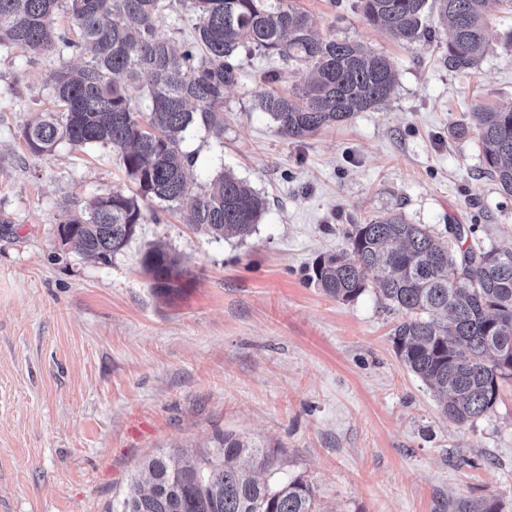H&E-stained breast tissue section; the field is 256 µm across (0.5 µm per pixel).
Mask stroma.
<instances>
[{
    "label": "stroma",
    "mask_w": 512,
    "mask_h": 512,
    "mask_svg": "<svg viewBox=\"0 0 512 512\" xmlns=\"http://www.w3.org/2000/svg\"><path fill=\"white\" fill-rule=\"evenodd\" d=\"M296 4L331 37L388 56L391 98L287 140L260 99L305 72L242 49L223 139L201 130L186 148L197 182L226 167L261 194L256 230L217 242L143 199L144 223L106 263L56 227L66 201L135 193L119 156L66 143L38 156L22 137L55 107L53 72L80 59L0 49V512H116L144 459L210 446L219 430L278 449L321 512H450L459 498L512 512V381L457 425L395 352L401 312L376 288L343 303L307 279L345 250L348 225L381 214L512 249V196L486 174L477 135L450 134L474 108L512 103V8L492 7L487 50L460 72L438 17L436 43L406 45L367 25L358 0ZM154 245L187 269L169 298L143 268Z\"/></svg>",
    "instance_id": "obj_1"
}]
</instances>
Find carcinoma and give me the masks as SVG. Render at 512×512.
Wrapping results in <instances>:
<instances>
[{
	"mask_svg": "<svg viewBox=\"0 0 512 512\" xmlns=\"http://www.w3.org/2000/svg\"><path fill=\"white\" fill-rule=\"evenodd\" d=\"M194 15L192 40L177 47L159 32L163 0H0V47L49 55L73 48L83 65L53 73L57 110L29 123L23 138L33 154L66 142L109 146L120 155L136 195L114 190L81 207L63 209L62 237L79 254L108 261L143 223L137 198L165 211L189 206L187 223L216 241L251 233L265 202L248 183L222 171L204 185L192 176L195 155L183 149L202 126L224 138V90L237 81V52L254 47L308 69L303 84L269 92L260 105L285 139L311 136L383 104L395 73L384 55L321 34L293 0H183ZM428 0H359L370 27L412 45L430 42L423 26ZM449 22L448 67H476L487 46L492 3L512 0H433ZM69 28L59 30V13ZM147 80L145 107L129 88ZM472 124L452 128L460 138L476 131L485 173L512 194V106H482ZM441 239L424 224L399 215L376 216L345 229L347 248L319 259L309 279L323 292L352 302L375 271L381 301L400 311L393 329L398 356L436 390L444 417L466 424L490 413L512 379V250L468 241L461 224ZM145 266L152 288L178 292L185 267L173 251L150 248ZM145 488L118 512H319L310 483L288 475L277 452L229 432L197 451L173 447L146 458L138 470ZM452 512H499L496 502L464 498Z\"/></svg>",
	"mask_w": 512,
	"mask_h": 512,
	"instance_id": "1",
	"label": "carcinoma"
}]
</instances>
